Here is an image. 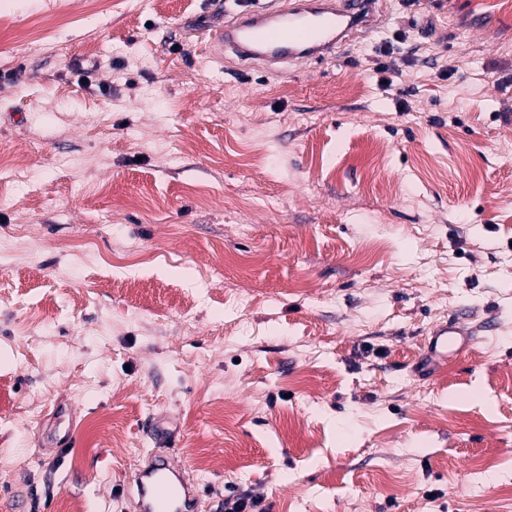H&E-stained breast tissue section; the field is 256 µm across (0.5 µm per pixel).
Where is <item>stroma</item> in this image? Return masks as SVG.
<instances>
[{"mask_svg": "<svg viewBox=\"0 0 512 512\" xmlns=\"http://www.w3.org/2000/svg\"><path fill=\"white\" fill-rule=\"evenodd\" d=\"M89 8L0 0V512H133L155 422L265 512H512V8L377 0L287 68L201 54L235 0ZM470 312L458 309L448 321L433 327L416 358L413 368L418 375L431 374L448 358L469 350L478 341L476 330L467 325Z\"/></svg>", "mask_w": 512, "mask_h": 512, "instance_id": "1", "label": "stroma"}]
</instances>
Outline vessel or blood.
Instances as JSON below:
<instances>
[{"label": "vessel or blood", "instance_id": "vessel-or-blood-1", "mask_svg": "<svg viewBox=\"0 0 512 512\" xmlns=\"http://www.w3.org/2000/svg\"><path fill=\"white\" fill-rule=\"evenodd\" d=\"M373 22L372 0H285L277 7L265 0H249L234 22L216 29L202 52L219 61L229 50L251 62L292 65L326 58L336 45L365 33ZM469 316L468 309H458L430 330L413 364L416 374H431L449 357L474 346L478 337L467 324ZM149 435L154 447L126 482L127 491L135 495L137 512H198L205 496L200 481L164 453L163 428H153Z\"/></svg>", "mask_w": 512, "mask_h": 512}]
</instances>
